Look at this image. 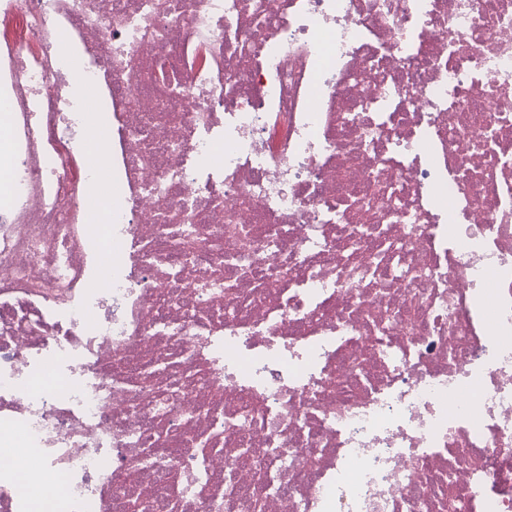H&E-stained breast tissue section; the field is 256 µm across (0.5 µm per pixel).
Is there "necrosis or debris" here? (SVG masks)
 <instances>
[{
	"instance_id": "necrosis-or-debris-1",
	"label": "necrosis or debris",
	"mask_w": 512,
	"mask_h": 512,
	"mask_svg": "<svg viewBox=\"0 0 512 512\" xmlns=\"http://www.w3.org/2000/svg\"><path fill=\"white\" fill-rule=\"evenodd\" d=\"M0 122V512H512V0H0ZM85 149L92 163L105 170L107 167L103 164L102 143L103 137L101 134V127L93 125L86 129L84 132Z\"/></svg>"
}]
</instances>
